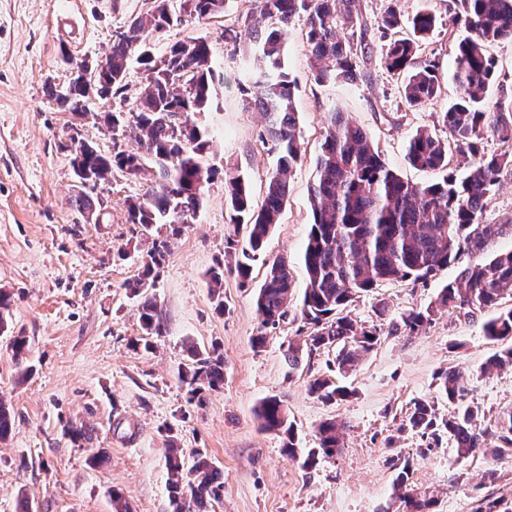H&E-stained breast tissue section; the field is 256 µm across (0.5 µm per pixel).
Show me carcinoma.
Instances as JSON below:
<instances>
[{
	"instance_id": "carcinoma-1",
	"label": "carcinoma",
	"mask_w": 512,
	"mask_h": 512,
	"mask_svg": "<svg viewBox=\"0 0 512 512\" xmlns=\"http://www.w3.org/2000/svg\"><path fill=\"white\" fill-rule=\"evenodd\" d=\"M225 0H181L180 10L168 8V0H154L146 19L133 21L114 42L105 61L108 74L104 93L116 95L124 83L132 61L150 73L133 114L137 149L103 154L93 150L84 155L83 165L90 173L91 186L81 187L74 205L81 214L94 215L98 198L94 191L108 181L114 170L146 181L141 197L126 202L128 222L140 226L142 236L151 235L158 224L168 236L181 234L180 218L197 215L206 184L215 174L205 165L209 131L189 121V115L210 110L214 77L210 65L211 45L206 37H190L167 48L160 56L146 47L148 34L163 32L189 14L204 19L224 10ZM260 19L277 22L275 27L246 25L245 35L257 46L264 70L244 84L245 102L264 119L260 138L276 154L275 168L267 177L265 197L259 208L251 201L247 180L239 171L224 170L225 201L229 231L224 253L234 256V271L242 284L251 278V262L263 252L269 235L280 222L288 196V178L302 156L296 133L293 82L284 64L288 24L295 17L305 18V38L315 66L314 79L356 81L361 75L358 53L365 52L366 28L358 0H254ZM378 20L383 34L392 35L385 49L388 71L405 75L403 93L411 107L427 105L442 94L436 67L418 61V51L428 34L438 25L432 11L418 12L411 21V32H402L401 13L396 0H390ZM451 22L460 23L467 36L456 48L454 58L457 93L442 112L448 139L428 131H418L409 140V162L431 171L448 169L453 154L472 157L468 172L458 177L449 173L442 181L424 185L403 181L382 160L366 133L341 112L326 119L324 140L316 158L317 175L311 186L313 224L303 252L307 275L299 304H293L294 284L288 260L277 258L268 264L265 278L255 295L262 317L253 343L264 346L267 329L277 328L293 316L314 326L309 336L310 350L334 353L336 371L346 375L359 358L378 343L380 331L345 314L356 295L391 280L427 281L457 260L462 252L472 260L456 280L446 284L426 308L402 317L408 334H417L434 321L441 309L467 308L470 312L498 309L483 324L484 336L492 342L507 343L486 361L483 371L512 367V307H500L504 295H512V250L484 257L492 241L512 237V224H488L485 207L499 182V175L512 166V98L486 102L497 63L487 46L512 40V0H454ZM351 30V37H340L338 26ZM46 93L59 109L74 112L85 101L84 88L74 85L69 97L59 99L54 87ZM179 113L182 123L172 119ZM496 138L506 150L497 154L480 151L487 136ZM248 229L240 241L241 227ZM167 241H155L147 258L127 285L140 298L139 319L145 336H160L165 328L163 310L153 294L167 253ZM206 284L215 309L225 310L224 261L216 260L206 272ZM188 363L178 369V380L186 387L189 400L202 401L205 391L224 385V356L214 347L186 346ZM439 387L454 405L448 417L441 418L435 405L426 399L413 403L406 416V427L437 445L443 435L453 441L458 456L465 458L488 447L494 439L496 455H512V410L485 425L479 409L465 403L467 387L455 371L438 375ZM309 392L326 401L345 400L353 390L333 378L317 377ZM257 416L261 427L287 435L285 450L296 455L293 426L288 424L284 402L270 396L261 401ZM343 426L329 420L319 424V448L308 453L304 467L315 464V456L333 457L340 448ZM169 501L172 512H210L223 498L224 478L212 459L198 451L194 464L184 469L179 449H168ZM412 472L405 462L395 489L405 512H432L433 500L417 492L409 483ZM476 512H512V501L489 496Z\"/></svg>"
}]
</instances>
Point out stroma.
Here are the masks:
<instances>
[{
    "mask_svg": "<svg viewBox=\"0 0 512 512\" xmlns=\"http://www.w3.org/2000/svg\"><path fill=\"white\" fill-rule=\"evenodd\" d=\"M388 4L361 2L369 49L354 83H317L304 22L297 17L289 24L285 64L295 83L302 157L249 284L225 272L226 309L219 312L205 273L224 255L223 172L239 169L258 205L274 164L260 140L264 122L241 93L245 77L264 67L244 34L253 0H226L213 18L188 15L148 38L157 55L176 41L208 38L215 72L212 107L196 120L213 133L209 163L216 175L193 223L173 239L162 227L143 238L128 223L126 201L141 197L143 185L121 171L96 190L100 219L81 215L72 204V138L105 153L116 144L134 149L133 129L112 135L101 116L135 112L148 72L131 64L122 93L91 103L88 118L60 111L45 94L46 84L68 83L69 60L104 59L133 20L148 17L151 0H0V293L10 304L9 327L0 332V398L15 416L11 434L0 440V512H15L20 492L34 500L36 512H112L113 489L132 512H170L165 453L172 443L182 448L185 463L202 450L222 471L224 496L215 512H400L394 483L407 461L415 489L434 499L433 512H475L482 497L512 498V455L482 450L463 459L451 440L430 450L403 426L420 398L447 416L450 406L436 375L448 368L462 372L467 401L486 421L512 410V368L481 371L498 349L483 333L490 311H446L411 336L393 329L404 314L434 301L469 255L427 282H384L355 297L349 315L377 326L381 336L346 376L354 391L346 400L327 403L309 393L310 381L328 374L330 357L310 350V330L299 320L268 330L264 347L252 343L261 321L254 296L268 263L286 258L296 292L306 286L301 253L328 112L347 113L403 180L443 178L414 168L406 145L419 130L447 137L441 114L456 93L454 48L464 32L449 25L448 0H398L403 17L428 9L439 19L419 58L436 63L442 94L437 102L408 106L401 76L384 62L386 40L377 21ZM156 239L168 242L155 289L166 326L145 348L138 344L139 311L127 284ZM17 335L29 340L22 367L10 345ZM188 339L206 348L218 344L224 354V386L206 392L199 406L188 403L177 378ZM291 345L299 356L293 369L285 358ZM270 396L284 402L298 447H316L322 421L343 424L340 452L305 469L302 457L285 452L282 435L260 425L257 409ZM75 422L86 425V439L69 436ZM99 451L104 462L91 466L90 456ZM491 471L497 476L492 484L486 478Z\"/></svg>",
    "mask_w": 512,
    "mask_h": 512,
    "instance_id": "35a3bbf8",
    "label": "stroma"
}]
</instances>
